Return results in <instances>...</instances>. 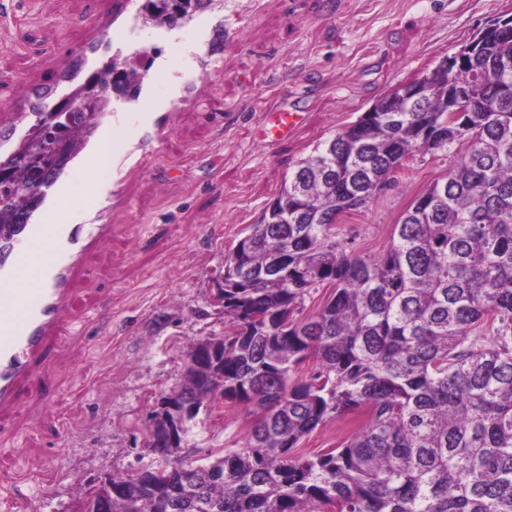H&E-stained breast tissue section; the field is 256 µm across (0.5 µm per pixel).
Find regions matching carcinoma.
Returning <instances> with one entry per match:
<instances>
[{
	"mask_svg": "<svg viewBox=\"0 0 512 512\" xmlns=\"http://www.w3.org/2000/svg\"><path fill=\"white\" fill-rule=\"evenodd\" d=\"M509 66H487L475 99L497 112L448 121V82L431 86L425 112L383 97L367 139L355 125L319 142L280 195L304 190L296 210L254 224L224 278V400L251 406L245 449L174 470L162 482L150 463L114 475L124 492L103 510L93 497L76 512H512V38L494 45ZM447 121L418 143L417 125ZM92 118L65 126L78 147ZM21 140L0 155L15 183L38 176ZM453 159L443 184L415 197L376 257L356 253L335 221L395 181L415 153ZM27 209L0 207V225ZM288 253V279L273 272ZM332 293L298 318L311 290ZM262 317V328L253 318ZM313 356L317 370L293 375ZM356 413L357 430L313 458L295 453L329 419Z\"/></svg>",
	"mask_w": 512,
	"mask_h": 512,
	"instance_id": "obj_1",
	"label": "carcinoma"
}]
</instances>
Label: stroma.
<instances>
[{"label":"stroma","mask_w":512,"mask_h":512,"mask_svg":"<svg viewBox=\"0 0 512 512\" xmlns=\"http://www.w3.org/2000/svg\"><path fill=\"white\" fill-rule=\"evenodd\" d=\"M112 0H0V108L25 84L60 66L84 43L85 17ZM146 53L106 51L96 67L152 77L167 97L171 75L154 56L189 72L196 42L185 30L155 44L147 0H138ZM233 41L224 72L198 73L201 102L180 110L155 158L112 214V234L88 254L57 350L31 383L32 396L0 414V512H74L100 479L132 475L153 455L147 429L156 400L183 382L187 353L230 318L214 302L213 277L259 223L294 164L399 84L458 52L512 0H258L225 13ZM294 107L301 124L276 144L257 135L263 110ZM445 154H418L335 231L362 255L388 246L414 197L445 176ZM50 399H42L44 389ZM253 418L240 404L203 408L171 458L208 462L245 447ZM350 417L326 421L300 443L311 456L339 445Z\"/></svg>","instance_id":"obj_1"}]
</instances>
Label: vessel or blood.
<instances>
[{
	"mask_svg": "<svg viewBox=\"0 0 512 512\" xmlns=\"http://www.w3.org/2000/svg\"><path fill=\"white\" fill-rule=\"evenodd\" d=\"M135 0H113L112 13L104 22L92 23V37L80 51L82 64H89L114 43L131 47L142 26ZM204 37L211 65H218L223 41L231 32L223 31L210 0H202L196 13L167 22L160 38L173 37L187 26ZM77 73L65 70L31 86L21 102L22 114H34L66 94ZM137 106L145 120L130 128L121 120L126 105ZM112 134L103 136L94 129V153L111 145L106 166L110 178L98 208L79 224H53L50 209H41L28 223L13 224L0 231V409L14 406L24 395L36 369L55 345L54 329L68 308L71 287L83 270L87 254L112 232L110 218L125 200L124 186L137 170L147 166L158 151L172 119L161 102L154 99L149 83L126 87L112 102ZM297 111L266 112L260 128L266 143L292 133L300 122ZM34 274L32 287L19 289L23 271Z\"/></svg>",
	"mask_w": 512,
	"mask_h": 512,
	"instance_id": "b4317fda",
	"label": "vessel or blood"
}]
</instances>
